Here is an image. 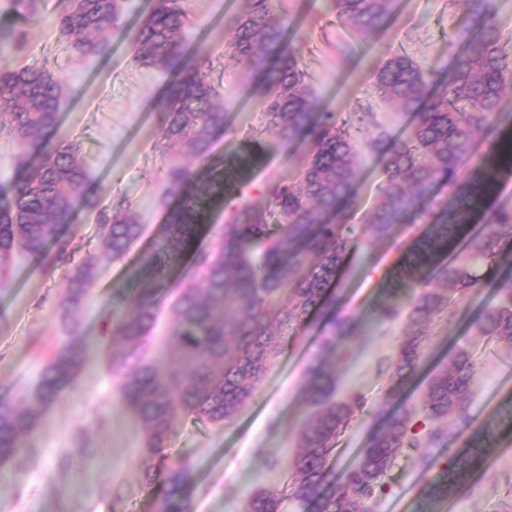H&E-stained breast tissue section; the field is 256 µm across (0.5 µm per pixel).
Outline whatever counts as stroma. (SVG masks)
<instances>
[{
	"mask_svg": "<svg viewBox=\"0 0 512 512\" xmlns=\"http://www.w3.org/2000/svg\"><path fill=\"white\" fill-rule=\"evenodd\" d=\"M186 4V52L201 50L210 58L208 76L221 88L228 130L212 138L207 158H188L184 164L194 172L206 161L242 155L254 142H263L241 197L245 203L262 202L270 181L298 177L310 147L269 143L260 127L262 98L224 71V22L244 8V0ZM154 5L155 0H126L107 52L83 58L60 42L55 27L69 0H0V29L23 35L19 48H6L7 63L47 66L67 85L62 130L89 161V193L97 208L125 194L140 224L126 254L104 264L92 285L80 316L86 346L81 375L45 412L22 451L0 468V512H154L163 491L161 483L144 481L152 461L142 452L137 421L121 401L119 378L104 361L113 346L109 320L136 303L139 258L160 248L171 209L161 199L163 160L155 148L157 102L170 76L136 65L131 57L133 38ZM279 5L290 18L288 38L311 78L321 112H350L370 98L375 67L385 53L404 52L426 69L446 70L461 51L457 35L470 21L465 0H400L397 17L382 36L350 49L349 30L329 0H280ZM37 163L34 146L17 145L1 134L0 196L11 194ZM361 168L356 202L346 219L356 247L332 292L336 313L361 323L358 336L338 345L336 397L357 395L363 405L335 442L329 467L337 472L357 463L390 410L387 367L411 326L403 318L381 321L376 309L385 301L410 305L413 291L396 287L392 270L433 221L424 204L391 237L376 238L368 219L385 176L374 157H366ZM96 210L76 205L75 222L64 228L49 260L16 257L9 286L0 288V396L14 398L28 389L56 347L68 340L61 317L65 289L76 266L98 249ZM511 279L512 272L502 271L496 284L440 314L425 342L417 386L399 400L412 414V432H426L430 424L422 405L428 377L449 368L457 348L468 349L476 359L469 424L490 434L491 455L476 464L470 483L450 500H424L427 483L466 450L457 421L448 419V443L433 449L432 466L420 467L412 453L400 455L382 478L373 512H512V346L487 342L474 328L482 311L497 303L498 286ZM328 334L322 321L295 325L251 399L224 426L190 417L178 421L167 452L195 469L185 491L189 512H243L253 494L284 497L297 435L314 412L300 386ZM283 508L316 512L315 504L291 499Z\"/></svg>",
	"mask_w": 512,
	"mask_h": 512,
	"instance_id": "35a3bbf8",
	"label": "stroma"
}]
</instances>
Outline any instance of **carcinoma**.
<instances>
[{
    "label": "carcinoma",
    "mask_w": 512,
    "mask_h": 512,
    "mask_svg": "<svg viewBox=\"0 0 512 512\" xmlns=\"http://www.w3.org/2000/svg\"><path fill=\"white\" fill-rule=\"evenodd\" d=\"M85 2L82 15L67 11L58 18L59 39L83 57L99 56L107 50L122 0ZM331 2L338 20L359 42L383 33L396 19L399 4ZM468 7L473 29L457 35L463 49L444 76L400 53L387 54L377 67L376 98L412 117L406 133L396 137L370 101L345 116L316 112L315 90L288 42V16L272 0H246V7L225 22L224 69L245 78L263 73L254 93L264 99V131L283 144L302 139L311 152L298 180L270 183L262 203L230 205L218 241L195 249L190 270L171 282L167 270L202 233L211 205L240 197L242 191L219 164L193 176L180 163L184 156L207 154L212 137L224 131L227 112L205 71L209 58L185 51L184 0H156L134 38L132 58L173 76L158 105V150L166 164L164 197L178 195L180 202L169 212L162 248L142 258L137 304L112 319L119 341L108 355L120 376L121 400L140 424L142 451L158 459L156 468L145 472L146 483L160 477L165 486L156 512H183L179 501L194 477L191 463L170 461L164 454L176 420L193 417L217 426L232 420L281 352L288 329L312 316L328 317L331 336L323 340L321 356L301 386L316 411L298 436L291 484L298 502L315 501L319 512H368L382 476L404 449L420 454L426 464L430 455L425 449L440 448L448 440L442 423L469 420L475 360L459 348L452 366L435 373L426 386L424 411L434 429L421 436L410 433V414L397 408L362 449L357 465L336 481L327 470L336 437L361 407L359 397L336 400V375L326 363L327 356L336 355V341L358 331L356 320L335 314L327 290L355 246L343 219L354 205L361 156L378 158L385 175L370 218L374 235L389 234L424 202L445 211L393 270L397 284L420 292L407 317L418 330L400 344L389 398L414 381L434 318L512 265L511 207L494 210L482 231L466 235L459 250L448 252V244L492 190L496 173L512 168V136L496 135L493 129L500 102L512 90V55L500 45L495 0H469ZM66 95L65 83L45 66H0V107L6 108L0 129L16 141L41 147L38 167L0 200V287L14 255L43 254L87 194V163L79 149L48 139L60 128ZM480 136L490 140L487 151L478 155L474 143ZM440 182L448 184L456 200L451 212L436 200ZM99 219V251L76 268L66 289L64 317L72 338L57 348L34 385L16 399L0 400L1 467L20 452L43 412L82 371L84 350L76 324L90 286L98 269L123 256L139 233L137 213L124 195L113 198ZM433 281L442 287H429ZM170 288L177 292L172 321L161 337L159 358L148 359L144 346L157 323L154 299ZM499 294V302L476 320L475 331L512 345V285ZM469 448L429 483L431 497L446 500L470 481L474 462L489 445L475 441ZM245 512H281V500L257 493L246 501Z\"/></svg>",
    "instance_id": "cac0c4a2"
}]
</instances>
